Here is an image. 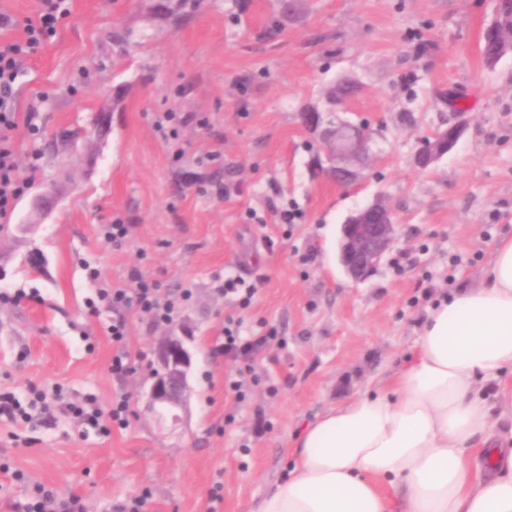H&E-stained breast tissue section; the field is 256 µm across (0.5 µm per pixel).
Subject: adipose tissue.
Returning a JSON list of instances; mask_svg holds the SVG:
<instances>
[{
  "instance_id": "1",
  "label": "adipose tissue",
  "mask_w": 512,
  "mask_h": 512,
  "mask_svg": "<svg viewBox=\"0 0 512 512\" xmlns=\"http://www.w3.org/2000/svg\"><path fill=\"white\" fill-rule=\"evenodd\" d=\"M416 345L294 438L287 477L252 512H512V235L478 284L435 302Z\"/></svg>"
}]
</instances>
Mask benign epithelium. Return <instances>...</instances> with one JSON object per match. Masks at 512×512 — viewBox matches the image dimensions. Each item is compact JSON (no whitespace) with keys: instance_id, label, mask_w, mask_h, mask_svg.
Segmentation results:
<instances>
[{"instance_id":"1","label":"benign epithelium","mask_w":512,"mask_h":512,"mask_svg":"<svg viewBox=\"0 0 512 512\" xmlns=\"http://www.w3.org/2000/svg\"><path fill=\"white\" fill-rule=\"evenodd\" d=\"M508 7L506 0H498L495 18L486 30L498 38L504 56L512 53V32L500 23V14ZM304 124L320 139L333 142L334 151L328 159L336 183L349 185L358 181V167L369 152L364 127L343 121L326 124L320 112L305 113ZM463 128V122L458 120L423 139L416 155L417 164L426 168L450 152ZM395 236L393 212L382 200L376 199L350 213L341 224L338 239L339 261L346 274L354 281L365 280L390 250ZM192 361L186 337L176 335V328H171L157 346V368L147 391L149 404L159 417L169 415L178 419L175 410L185 404Z\"/></svg>"}]
</instances>
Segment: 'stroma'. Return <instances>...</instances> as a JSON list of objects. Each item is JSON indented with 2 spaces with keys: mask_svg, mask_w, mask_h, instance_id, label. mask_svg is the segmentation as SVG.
<instances>
[{
  "mask_svg": "<svg viewBox=\"0 0 512 512\" xmlns=\"http://www.w3.org/2000/svg\"><path fill=\"white\" fill-rule=\"evenodd\" d=\"M497 0H73L16 90L18 174L27 192L0 216V391L61 388L109 410L130 399L125 428L102 432L62 412L0 420V512L30 484L114 512L149 490L145 512H248L287 472L290 443L324 410L375 389L414 352L434 297L477 282L512 231V54L483 62ZM278 25L280 35L265 37ZM118 29L136 44L120 52ZM359 90L333 119L367 123V166L336 184L313 158L329 150L302 124L342 78ZM179 116L176 134L157 127ZM461 115L456 146L422 169L421 138ZM37 131H29L28 116ZM107 118V133L93 128ZM54 144V155L43 152ZM59 201L31 215L32 192ZM388 201L396 242L353 281L335 248L346 216ZM301 214L295 224L279 211ZM130 232L119 245L105 225ZM274 239L267 250L266 239ZM39 249L33 269L27 257ZM139 268L178 299L194 354L178 423L146 408L164 325L127 311L132 370L113 375V312L99 288ZM239 276L259 288L240 309L222 292ZM189 290L179 300L180 290ZM275 337L252 358L243 396L227 391L241 362L223 357L224 320Z\"/></svg>",
  "mask_w": 512,
  "mask_h": 512,
  "instance_id": "obj_1",
  "label": "stroma"
}]
</instances>
